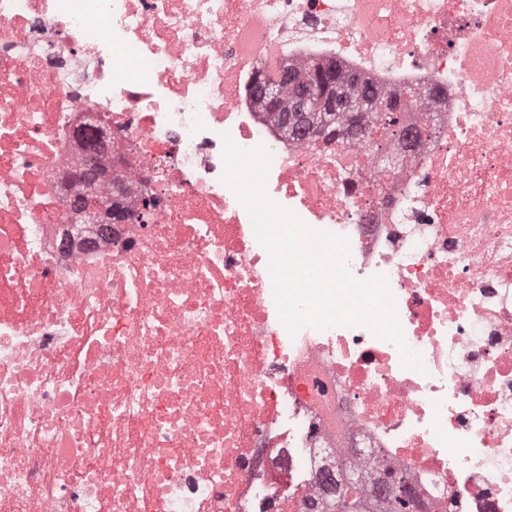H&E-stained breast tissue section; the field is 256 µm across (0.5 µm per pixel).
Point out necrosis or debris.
<instances>
[{
    "mask_svg": "<svg viewBox=\"0 0 512 512\" xmlns=\"http://www.w3.org/2000/svg\"><path fill=\"white\" fill-rule=\"evenodd\" d=\"M273 48L433 135L289 137L250 92ZM228 139L386 278L423 370L288 331ZM90 156L122 223L76 206ZM353 471L512 512V0H0V512H330Z\"/></svg>",
    "mask_w": 512,
    "mask_h": 512,
    "instance_id": "1",
    "label": "necrosis or debris"
}]
</instances>
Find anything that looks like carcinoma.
<instances>
[{
    "mask_svg": "<svg viewBox=\"0 0 512 512\" xmlns=\"http://www.w3.org/2000/svg\"><path fill=\"white\" fill-rule=\"evenodd\" d=\"M291 71L301 76L311 88L305 102L299 100L292 86L279 75L263 73L253 86L252 93L261 108L273 114L280 128L291 136H351V128L361 130L360 138L368 140L376 149L404 136L403 116L397 105L390 109L374 107L387 98L367 86H356L335 66L322 61L312 62ZM281 81L279 95L274 100L265 98L261 86L267 81Z\"/></svg>",
    "mask_w": 512,
    "mask_h": 512,
    "instance_id": "1",
    "label": "carcinoma"
}]
</instances>
